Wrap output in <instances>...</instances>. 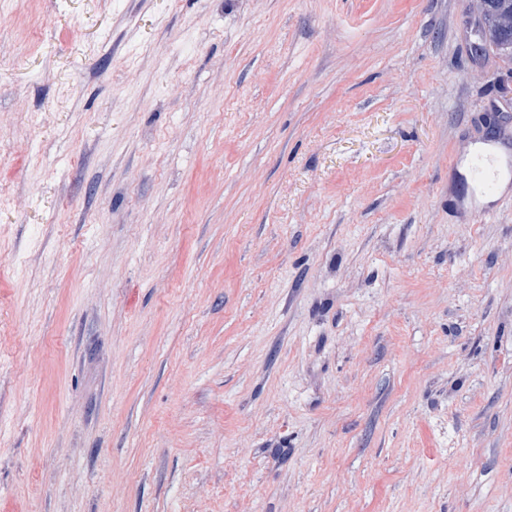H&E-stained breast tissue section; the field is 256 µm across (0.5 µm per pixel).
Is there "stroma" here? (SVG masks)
Here are the masks:
<instances>
[{
  "label": "stroma",
  "mask_w": 512,
  "mask_h": 512,
  "mask_svg": "<svg viewBox=\"0 0 512 512\" xmlns=\"http://www.w3.org/2000/svg\"><path fill=\"white\" fill-rule=\"evenodd\" d=\"M475 8L0 0V512H512ZM494 162V154L486 151L473 154L468 162L470 179L487 195H495L500 188V180L494 170Z\"/></svg>",
  "instance_id": "35a3bbf8"
}]
</instances>
